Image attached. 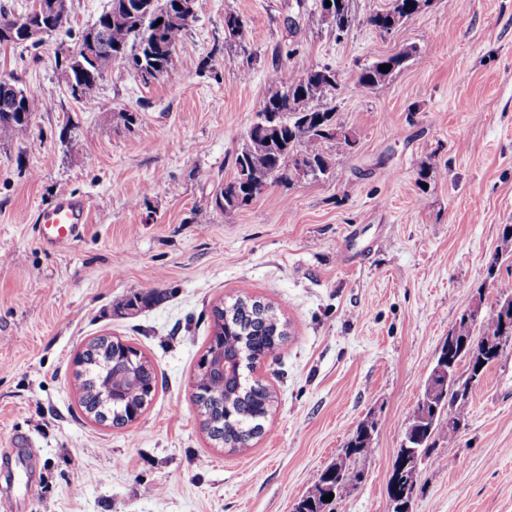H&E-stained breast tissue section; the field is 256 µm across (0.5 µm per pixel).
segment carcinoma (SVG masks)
<instances>
[{
    "label": "carcinoma",
    "mask_w": 512,
    "mask_h": 512,
    "mask_svg": "<svg viewBox=\"0 0 512 512\" xmlns=\"http://www.w3.org/2000/svg\"><path fill=\"white\" fill-rule=\"evenodd\" d=\"M112 0V11L102 12L95 21L98 50L93 61L78 77L80 98L96 97L99 84L116 60L126 59L140 73L150 79L174 80L172 52L184 36L191 17L180 14L178 0H163L162 7L154 8L146 20L124 11V2ZM392 9L407 16L417 15L428 0H391ZM227 38L243 45L250 41L246 22L234 13L224 16ZM416 48H406L381 58L362 68L356 82L365 88L378 87L396 70L404 67ZM390 69L383 72L380 66ZM336 71L330 67L311 69L303 75L274 69L269 73L272 93L247 132L251 147L235 157V175L224 183L216 197V206L224 211L240 209L250 204L271 184L291 185L295 182L296 163L312 170L311 178L329 175L332 159L325 144L336 143V151L352 150L356 142L336 138L343 129L336 121L333 109H315L308 103L318 100L336 89ZM47 108L38 95L24 93L15 80L0 78V143L12 140L25 132L34 115ZM503 252L493 258L488 268L492 287L498 290L497 307L475 319L465 313L451 334L457 338L472 337L477 325L481 338L467 347L442 346L435 366L445 365L449 378L446 392L425 401L420 399L413 414L417 415L408 438L410 448H435L438 441L453 445L466 427L465 405L473 381L481 379L484 369L499 357V353L485 349L489 341H496L509 328L512 336V284L497 280L496 267L500 259L512 260V224L502 230ZM164 292L150 288L134 293L118 305V310L134 314L142 308L160 302ZM213 334L206 353H221L233 370L220 372L216 368L198 367L194 388L196 405L203 417V426L210 438L230 452L240 451L258 437L261 421L269 415L274 396L259 382L249 383L246 374L252 372L261 359L272 354L287 332L275 309L260 301L238 300L228 306L215 305L211 309ZM83 364L84 379L80 382L79 402L84 411L96 420L110 419L114 427L129 422L124 406H143L151 399L157 387V376L147 359L134 347L118 338L105 344L99 336L78 354ZM466 368L467 377L460 375ZM375 423L359 425L346 444L338 461L324 470L317 483L295 506L294 512H333L334 501L323 496L336 493V486L355 484L360 473L351 466V458L368 456L372 451ZM401 455H396L389 482L399 481L400 489L417 488L420 471L404 468Z\"/></svg>",
    "instance_id": "carcinoma-1"
}]
</instances>
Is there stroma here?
<instances>
[{
    "label": "stroma",
    "instance_id": "stroma-1",
    "mask_svg": "<svg viewBox=\"0 0 512 512\" xmlns=\"http://www.w3.org/2000/svg\"><path fill=\"white\" fill-rule=\"evenodd\" d=\"M388 0H350L337 33L318 0H195L177 80L115 61L96 98H74L55 61L109 0H69L38 47L0 44V77L50 104L0 144V512H292L356 427L375 422L363 478L335 512H392L388 481L408 418L449 332L497 293L488 267L512 224V0H429L389 33ZM251 30L226 43L224 16ZM385 85L355 75L404 46ZM340 74L327 97L353 150L330 176L272 185L249 205L214 200L271 93L275 66ZM82 199L86 228L43 245L36 217ZM148 287L166 300L127 315ZM272 305L288 336L255 379L275 396L262 434L229 452L193 399L213 305ZM127 341L156 391L116 428L82 410L74 358ZM454 448L437 443L411 512H512V343L484 371ZM82 478H71L72 462Z\"/></svg>",
    "mask_w": 512,
    "mask_h": 512
}]
</instances>
